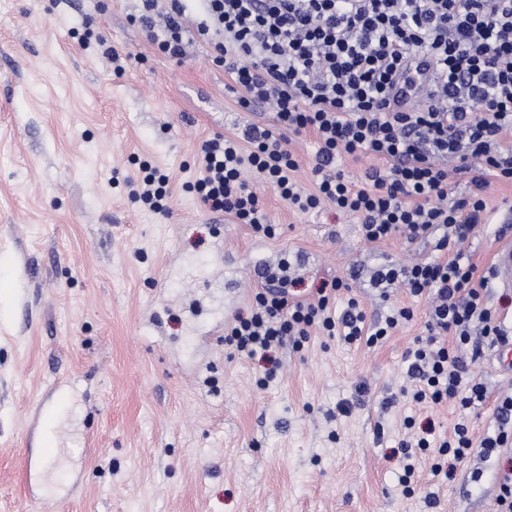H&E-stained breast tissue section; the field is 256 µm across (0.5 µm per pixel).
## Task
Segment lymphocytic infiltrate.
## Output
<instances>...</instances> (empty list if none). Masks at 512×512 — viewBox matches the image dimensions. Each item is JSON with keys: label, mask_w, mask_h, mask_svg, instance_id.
Here are the masks:
<instances>
[{"label": "lymphocytic infiltrate", "mask_w": 512, "mask_h": 512, "mask_svg": "<svg viewBox=\"0 0 512 512\" xmlns=\"http://www.w3.org/2000/svg\"><path fill=\"white\" fill-rule=\"evenodd\" d=\"M138 20L158 51L183 58L190 37L211 47L230 75L242 108L269 104L276 127L247 124L241 133L202 142L199 175L185 183L209 211L249 225L263 238L278 234L257 185L275 190L308 213L324 204L354 217L367 241L403 231L407 243L433 240L435 258L377 269L372 287L401 285L430 301L426 333L405 354L413 402L454 403L461 417L450 438L404 442L400 478L409 486L417 452L461 463L473 451L491 457L512 446V397L497 399L494 433L474 438L469 410L487 399L471 373L485 347L512 341V330L488 307V278L460 251L474 226L487 221L491 182L512 184V0H140ZM315 138L313 189L296 178L295 138ZM373 155L386 168L360 181L341 168L344 157ZM132 196L168 213L169 174L142 162ZM465 178L469 189L449 199ZM289 261L266 269L265 286L247 312L224 331L225 344L249 357L291 346L312 333L375 346L411 321L408 306L392 307L370 325L346 279L323 281L315 300L292 288Z\"/></svg>", "instance_id": "1"}]
</instances>
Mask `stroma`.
I'll use <instances>...</instances> for the list:
<instances>
[{
  "instance_id": "1",
  "label": "stroma",
  "mask_w": 512,
  "mask_h": 512,
  "mask_svg": "<svg viewBox=\"0 0 512 512\" xmlns=\"http://www.w3.org/2000/svg\"><path fill=\"white\" fill-rule=\"evenodd\" d=\"M137 0H0V512H496L512 447L472 454L452 477L420 467L404 494L401 441L450 435L459 410L414 404L404 356L425 335L426 298L362 280L386 264L430 260L402 233L366 241L353 217L300 213L260 190L275 239L217 224L185 182L202 141L275 123L239 107L209 46L159 54L132 23ZM130 60L114 74L85 32ZM174 175L171 212L131 197L138 163ZM489 219L463 248L487 271L512 185L486 191ZM293 262L297 291L351 277L368 320L394 305L414 317L377 347L315 335L260 358L212 337L246 311L258 269ZM71 392L56 419L37 416L55 385ZM56 455L30 484L29 431ZM436 506H427L428 498Z\"/></svg>"
}]
</instances>
